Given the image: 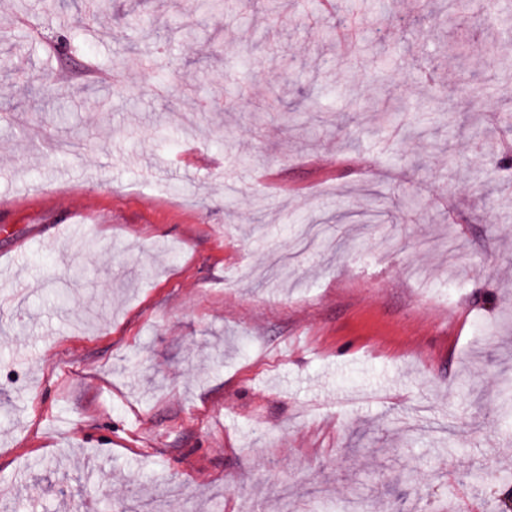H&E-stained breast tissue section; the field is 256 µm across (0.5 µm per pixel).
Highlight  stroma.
Listing matches in <instances>:
<instances>
[{"label": "stroma", "mask_w": 512, "mask_h": 512, "mask_svg": "<svg viewBox=\"0 0 512 512\" xmlns=\"http://www.w3.org/2000/svg\"><path fill=\"white\" fill-rule=\"evenodd\" d=\"M71 3L62 27L0 0V512H487L512 468V37L484 0L463 63L411 0H361L356 62L319 0ZM90 60L114 81L44 93ZM371 187L417 202L398 247Z\"/></svg>", "instance_id": "1"}]
</instances>
